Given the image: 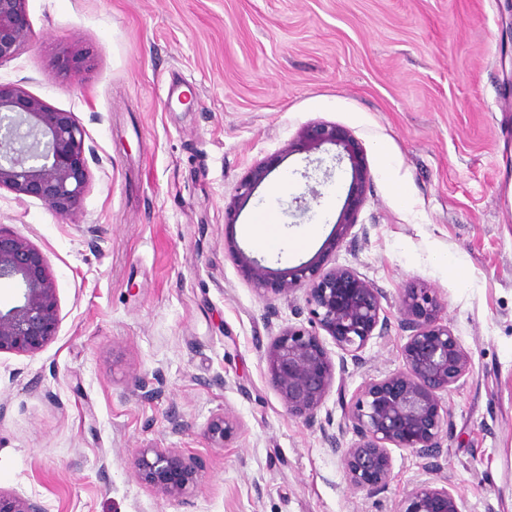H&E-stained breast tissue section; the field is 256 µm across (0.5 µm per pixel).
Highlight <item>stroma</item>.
<instances>
[{
    "mask_svg": "<svg viewBox=\"0 0 512 512\" xmlns=\"http://www.w3.org/2000/svg\"><path fill=\"white\" fill-rule=\"evenodd\" d=\"M27 12L30 39L0 62V84L74 114L90 181L72 218L0 191V226L45 255L59 302L52 342L0 353V490L46 512H397L414 484L444 479L466 512H512L505 0H27ZM64 46L89 51L91 68L62 75ZM316 121L349 129L371 173L327 263L380 288L390 321L361 366L337 370L347 397L401 368L398 299L413 284L435 291L472 356L441 395L439 470L393 449L378 502L349 487L324 442L355 439L336 392L310 424L267 379L268 344L308 324L304 289L262 299L226 246L273 268L320 251L349 184L332 145L284 157L225 222L247 171ZM266 207L285 234L314 225L308 243L264 249L254 219ZM223 414L237 431L220 444L208 428ZM146 448L195 459L188 494L140 480Z\"/></svg>",
    "mask_w": 512,
    "mask_h": 512,
    "instance_id": "obj_1",
    "label": "stroma"
}]
</instances>
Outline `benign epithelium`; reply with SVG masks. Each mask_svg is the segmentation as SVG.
I'll return each instance as SVG.
<instances>
[{"label": "benign epithelium", "instance_id": "7a95c632", "mask_svg": "<svg viewBox=\"0 0 512 512\" xmlns=\"http://www.w3.org/2000/svg\"><path fill=\"white\" fill-rule=\"evenodd\" d=\"M27 0H0V62L18 55L30 38ZM66 76L92 66L88 53L72 48L57 57ZM85 131L71 112H60L18 85H0V189L41 200L53 212L77 211L88 187ZM329 144L336 160L347 162L350 183L333 230L322 253L286 270L272 269L247 254L234 240L227 245L239 270L263 296H288L306 286L311 328L288 327L266 347L269 383L288 416L314 421L336 379V365L321 339L325 332L342 351L341 365L363 364L362 352L374 337L388 333L383 292L349 266L324 268L322 254L336 249L350 234L366 201L370 171L361 142L339 125L315 122L303 126L282 150L311 153ZM280 155L256 165L238 183L225 207L226 223L234 224L255 189L278 165ZM0 279L14 280L18 303L0 310V353L35 354L57 336L58 301L44 254L22 235L0 226ZM402 328V368L370 380L351 403H343L356 436L343 448L334 434L325 435L329 448L341 453L348 485L376 497L393 479L392 448L425 459L443 452L450 423L440 395L471 369L470 353L448 322L444 305L431 289L411 286L398 301ZM236 431L233 421L218 417L210 423L213 439L222 443ZM139 477L165 498L186 494L196 471L192 458L175 448H147L136 460ZM0 512H45L36 499L0 490ZM398 512H464L451 488L435 480L408 490Z\"/></svg>", "mask_w": 512, "mask_h": 512}]
</instances>
